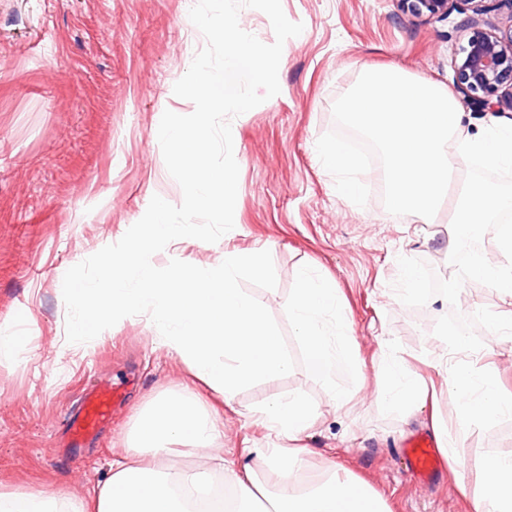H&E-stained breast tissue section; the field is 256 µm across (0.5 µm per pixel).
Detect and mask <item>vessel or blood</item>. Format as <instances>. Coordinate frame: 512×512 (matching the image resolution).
Here are the masks:
<instances>
[{"mask_svg": "<svg viewBox=\"0 0 512 512\" xmlns=\"http://www.w3.org/2000/svg\"><path fill=\"white\" fill-rule=\"evenodd\" d=\"M124 399L123 391L106 380L85 388L75 409L68 413L63 423L67 448L78 451L109 427ZM437 446L435 435L426 430L416 431L401 441L398 452L412 481L428 484L440 478Z\"/></svg>", "mask_w": 512, "mask_h": 512, "instance_id": "b4317fda", "label": "vessel or blood"}]
</instances>
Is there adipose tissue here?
Returning <instances> with one entry per match:
<instances>
[{
  "label": "adipose tissue",
  "instance_id": "1",
  "mask_svg": "<svg viewBox=\"0 0 512 512\" xmlns=\"http://www.w3.org/2000/svg\"><path fill=\"white\" fill-rule=\"evenodd\" d=\"M338 309L334 289L313 272L298 277L288 312L296 321L311 370L332 379L357 368L351 338L341 346L331 343L328 318ZM379 400L391 408H407L424 400L418 377L400 359L393 358L378 375ZM258 419L278 435L299 439L315 419L312 407L298 399L275 400L257 411ZM219 420L199 396L189 391L153 400L136 416L133 442L109 464L103 481L83 493L64 488L0 489V512H188L178 491L191 484L204 486L212 472L223 469V449L217 448ZM188 445L201 460L197 467L168 466L179 446ZM308 448H257L253 455L281 476L277 494H269L251 465L233 472L238 512H388L385 500L356 478L328 466V479L304 491L294 488ZM481 494L475 512H512V458L490 457L476 470Z\"/></svg>",
  "mask_w": 512,
  "mask_h": 512
}]
</instances>
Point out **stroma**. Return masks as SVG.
Masks as SVG:
<instances>
[{"label": "stroma", "mask_w": 512, "mask_h": 512, "mask_svg": "<svg viewBox=\"0 0 512 512\" xmlns=\"http://www.w3.org/2000/svg\"><path fill=\"white\" fill-rule=\"evenodd\" d=\"M281 3L303 31L284 44L279 94L231 121L239 166L234 233L215 243L184 238L152 257L159 268L174 258L205 268L228 250L272 254L276 288L247 291L275 318L296 365L235 393L220 415L224 457L239 465L249 449L284 446L253 412L275 398H297L315 411L303 438L312 453L302 478L324 482L330 458L381 493L390 512H474L475 470L485 458L512 457V421L487 432L454 427L439 371L448 349L433 333L452 307L437 295L411 311L392 288L398 257L435 270L449 258L448 214L435 224L389 214L377 175L366 181V206H356L337 193L316 151L318 138L336 128L334 101L367 69L401 68L464 104L453 59L469 32L455 12L431 24L408 20L395 0ZM190 8L189 0H0V336L14 339L0 349V485L90 488L124 448L140 406L188 388L212 397L148 315L68 343L62 298L66 271L118 242L153 196L175 205L183 199L158 128L164 111L194 110L173 93L205 45ZM463 112L475 134L512 125V113L465 104ZM305 268L335 288L357 355L358 371L331 382L310 371L288 312ZM393 357L434 396L404 412L380 406L376 375ZM100 377L131 390L112 424L75 459L58 446L60 423ZM333 384L349 394L346 406L331 398ZM422 427L455 449L460 463L418 487L398 443Z\"/></svg>", "instance_id": "stroma-1"}]
</instances>
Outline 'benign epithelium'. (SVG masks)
<instances>
[{"mask_svg": "<svg viewBox=\"0 0 512 512\" xmlns=\"http://www.w3.org/2000/svg\"><path fill=\"white\" fill-rule=\"evenodd\" d=\"M401 14L411 21L429 23L448 19L456 0H395ZM463 28H472L491 9L505 7L512 15V0H462ZM455 77L465 97L484 112H512V26L497 36L476 30L459 47Z\"/></svg>", "mask_w": 512, "mask_h": 512, "instance_id": "7a95c632", "label": "benign epithelium"}]
</instances>
